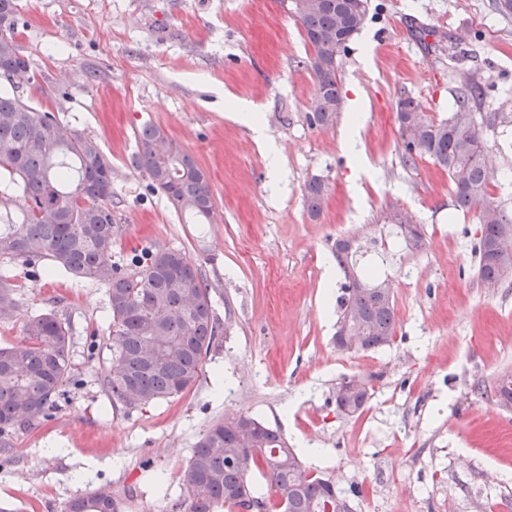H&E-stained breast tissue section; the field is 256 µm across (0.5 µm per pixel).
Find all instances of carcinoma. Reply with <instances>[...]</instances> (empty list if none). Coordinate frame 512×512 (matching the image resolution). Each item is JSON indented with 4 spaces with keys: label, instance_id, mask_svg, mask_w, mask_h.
Returning <instances> with one entry per match:
<instances>
[{
    "label": "carcinoma",
    "instance_id": "obj_1",
    "mask_svg": "<svg viewBox=\"0 0 512 512\" xmlns=\"http://www.w3.org/2000/svg\"><path fill=\"white\" fill-rule=\"evenodd\" d=\"M17 6V0H0V24L9 30V39L0 40V77L8 84L0 89V174L9 177L0 180V258L34 266L46 257L51 270L106 287L107 340L115 362L106 376L112 401L134 409L178 395L199 377L219 333L210 289L201 268L180 249L112 258V239L119 231L112 217V163L96 139L77 129L67 137L53 135L55 114L30 105L12 83L11 73H31L16 41ZM296 16L312 48L309 66L317 81L316 109L308 120L331 129L342 108L334 57L347 50L365 18L330 0H317ZM329 31L336 41L327 44L321 36ZM483 97V87L469 80L444 119L422 115L420 103L407 95L398 99L396 112L404 163L428 156L448 172L456 208L476 210L477 275L485 287L497 288L512 276V253L497 250L512 238V210L489 195L494 172L474 119ZM164 138L156 126L140 129L134 166L176 213L196 224L211 223L214 203L204 171L178 144L167 153L158 151ZM327 194L320 179L305 186L311 216L320 214ZM391 221L396 237L415 250L426 247L421 225L405 226L399 212ZM348 250L336 240V263L348 280L336 334L348 330L361 337L364 350L384 347L396 333L394 301L377 284L390 280L393 256L364 249L349 260ZM15 277L12 270H0V320L14 318L20 307ZM22 335L21 343L0 347V436L49 415L70 377V329L56 313L29 317ZM336 395L339 413L351 417L363 411L372 393L344 378ZM246 418L253 427L249 439L240 437L230 419L214 422L198 438L182 476L187 499L173 508L249 512L255 505L264 512H351L336 483L305 470L280 432L249 414ZM254 470L266 486L250 480ZM64 512H116V507L111 493L96 491L69 501Z\"/></svg>",
    "mask_w": 512,
    "mask_h": 512
}]
</instances>
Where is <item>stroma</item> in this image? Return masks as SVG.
<instances>
[{"instance_id": "1", "label": "stroma", "mask_w": 512, "mask_h": 512, "mask_svg": "<svg viewBox=\"0 0 512 512\" xmlns=\"http://www.w3.org/2000/svg\"><path fill=\"white\" fill-rule=\"evenodd\" d=\"M16 40L31 62L23 95L95 138L112 163V252L179 248L198 264L220 325L196 382L144 407L112 404L104 286L18 267L21 307L0 321L19 343L28 316L55 311L71 328V379L49 418L15 431L0 452V506L62 512L108 489L119 512H171L191 449L215 421L250 414L280 430L305 468L335 481L355 512H480L491 488L512 512V406L487 393L512 375V281L477 279L475 213L458 211L446 171L404 165L401 94L447 117L466 79L482 84L478 126L495 165V201L512 208V16L493 0H369L340 58L342 98L367 106L355 154L345 118L311 126L316 81L293 0H18ZM431 29L430 46L414 27ZM250 101L272 143L227 110ZM192 154L215 201L189 224L133 165L143 125ZM364 170L352 172L353 156ZM329 186L319 216L312 179ZM403 211L427 245L392 269L396 334L379 350L334 342L344 282L337 238ZM371 382L363 412L336 411V385ZM410 486L413 504L396 485ZM327 194L328 186L320 179H314L305 186L304 202L311 216L316 217L320 214Z\"/></svg>"}]
</instances>
